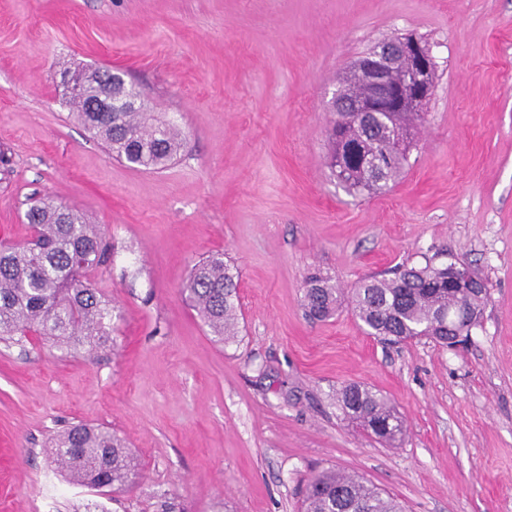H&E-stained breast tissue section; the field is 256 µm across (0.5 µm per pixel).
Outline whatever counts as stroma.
Returning a JSON list of instances; mask_svg holds the SVG:
<instances>
[{
    "label": "stroma",
    "instance_id": "stroma-1",
    "mask_svg": "<svg viewBox=\"0 0 512 512\" xmlns=\"http://www.w3.org/2000/svg\"><path fill=\"white\" fill-rule=\"evenodd\" d=\"M407 34L437 63L409 165L387 192L350 195L328 166L329 101ZM65 63L121 69L181 130L177 158H113L63 102ZM46 197L112 248L86 276L112 342L0 341V512H84L92 493L50 450L78 422L141 461L107 512H298L328 468L405 512H512V0H0V243H26ZM216 252L239 275L226 345L182 292ZM439 252L486 280L463 348L384 345L347 304L304 315L310 273L350 289ZM350 382L402 416L398 445L337 409Z\"/></svg>",
    "mask_w": 512,
    "mask_h": 512
}]
</instances>
